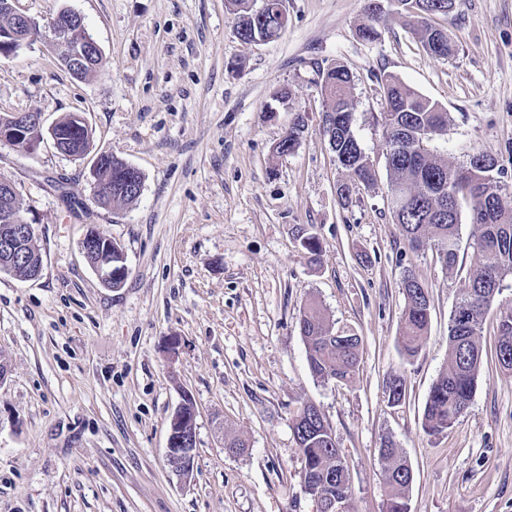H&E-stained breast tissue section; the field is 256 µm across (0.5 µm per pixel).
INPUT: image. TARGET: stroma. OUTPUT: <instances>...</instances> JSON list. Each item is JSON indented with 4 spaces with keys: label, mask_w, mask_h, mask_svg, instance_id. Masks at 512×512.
<instances>
[{
    "label": "stroma",
    "mask_w": 512,
    "mask_h": 512,
    "mask_svg": "<svg viewBox=\"0 0 512 512\" xmlns=\"http://www.w3.org/2000/svg\"><path fill=\"white\" fill-rule=\"evenodd\" d=\"M226 4L18 0L41 24L63 8L81 14L108 68L76 79L41 38L0 57V116L38 112L50 125L80 113L92 131L80 158L48 142L31 156L0 145V178L16 184L43 256L37 278L0 272V512H315L291 430L306 401L346 461L347 512H383L385 437L413 470L410 512H512V373L496 357L495 314L467 411L443 435L421 427L448 367V320L477 227L462 214L450 271L433 249L408 246L391 213L376 80L393 74L448 112L430 151L454 166L491 154L512 207V0H456L434 16L453 45L447 57L423 50L396 0L374 41L359 33L366 0H285L287 27L259 43L236 36ZM334 63L353 75L354 131L377 175L346 207L336 188L348 173L323 132L317 73ZM299 114L295 151L276 154ZM99 152L141 172L136 201L95 202L88 170ZM91 230L123 249L121 288L104 287L86 262ZM306 233L321 242L318 264L300 246ZM408 271L431 304L411 360L398 343ZM311 299L362 340L350 383L309 370L299 322ZM172 336L183 341L175 359ZM393 376L406 386L395 407L385 394ZM185 391L197 451L183 479L166 443ZM228 436L246 450L229 453Z\"/></svg>",
    "instance_id": "1"
}]
</instances>
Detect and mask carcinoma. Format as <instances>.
<instances>
[{
  "instance_id": "carcinoma-1",
  "label": "carcinoma",
  "mask_w": 512,
  "mask_h": 512,
  "mask_svg": "<svg viewBox=\"0 0 512 512\" xmlns=\"http://www.w3.org/2000/svg\"><path fill=\"white\" fill-rule=\"evenodd\" d=\"M448 0H422L417 11L409 13L411 23L425 50L448 56L453 52L450 40L439 41L440 30L428 19L440 13ZM258 13L253 0H231L237 37L250 42L274 38L284 29V0H265ZM384 23L383 12L368 7L361 27L364 37L375 40ZM321 92L326 100L324 133L336 158L349 175L338 185L342 204L349 203L352 186L374 185L376 172L366 162L353 129V77L350 70L334 63L319 71ZM382 101V125L389 172L388 192L398 200L393 217L413 250L433 247L443 266L455 267L460 251L461 208L467 207L478 235L471 245V266L466 288L457 294L448 323V369L433 384L426 401L422 428L429 436L448 432L467 409L476 386L482 361L478 342L486 314L501 291L503 281L512 277V208L503 203L505 184L500 180L495 159L484 151L473 153L466 162L471 178L461 183L458 169L433 157L426 143L448 126V113L423 97L398 77L385 74L378 79ZM305 131V122L296 116L276 147L279 154L290 153ZM112 206L119 207L139 198L143 187L140 171L112 158ZM301 246L310 261L319 259L322 246L309 234ZM405 304L400 324L399 347L406 359L414 358L430 323L428 287L413 274L401 281ZM300 333L306 344L307 361L314 376L323 380L350 382L359 363L361 340L336 338L330 317L315 301L305 304ZM497 358L501 367L512 371V313L499 316L497 322ZM388 404L397 406L405 398L404 382L393 377L386 385ZM294 439L302 455L300 477L320 495L327 512L331 501L350 492L348 469L339 453L328 421L313 415L310 406L301 404L292 418ZM385 463V512H409L406 492L410 486L406 459L390 438L379 448Z\"/></svg>"
}]
</instances>
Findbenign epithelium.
I'll return each instance as SVG.
<instances>
[{
	"mask_svg": "<svg viewBox=\"0 0 512 512\" xmlns=\"http://www.w3.org/2000/svg\"><path fill=\"white\" fill-rule=\"evenodd\" d=\"M83 26L82 16L72 10L59 11L49 22V29L44 33V39L57 55L60 62L71 73L79 76L87 67H96L104 61V55L97 42L90 36H85L79 43L70 40L69 33L73 27ZM51 140L54 148L67 156H78L81 150L74 149L73 137L70 132L52 124L44 127L41 114L25 112L14 114L0 121V144H7L15 151L32 155L45 140ZM89 175L96 186L97 197L106 202H112V183L104 174L101 162L93 160ZM34 233L33 225L29 224L22 215L10 207L0 211V270H11L18 258L24 255L19 250V243L28 235ZM115 242L92 231L81 242V251L85 258L95 256L93 269L102 281H123L128 269L121 265L112 267V251ZM196 410L188 411L185 403H180L171 415L170 421L176 426L169 428L167 438V462L172 471L182 478L189 477L194 469L195 449L188 447L189 434L195 431Z\"/></svg>",
	"mask_w": 512,
	"mask_h": 512,
	"instance_id": "obj_1",
	"label": "benign epithelium"
}]
</instances>
